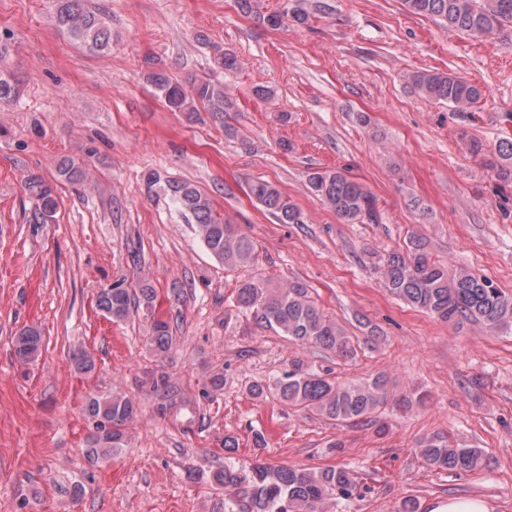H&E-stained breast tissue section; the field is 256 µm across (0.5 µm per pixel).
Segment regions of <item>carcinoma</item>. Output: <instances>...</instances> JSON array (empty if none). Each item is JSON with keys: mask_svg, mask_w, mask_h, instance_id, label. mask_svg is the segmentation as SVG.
<instances>
[{"mask_svg": "<svg viewBox=\"0 0 512 512\" xmlns=\"http://www.w3.org/2000/svg\"><path fill=\"white\" fill-rule=\"evenodd\" d=\"M57 2L55 22L59 29L92 53H104L112 48V31L87 5V0ZM404 2L414 14L440 19L450 32L485 34L495 28L512 27V0ZM289 18L302 24L307 14L301 9L290 11L285 7L256 16L260 23L273 28L282 26ZM146 80L172 112L193 113L202 109L222 123L224 113L234 108L233 99L224 87L208 80L195 79L186 87L161 69L148 72ZM411 80L424 96L456 106L475 104L483 95L480 86L452 73L422 70L415 72ZM17 94L14 79L0 70V105L11 103ZM487 166L497 177L511 179L512 143L499 144L493 157L487 159ZM58 174L73 181L83 176L84 169L67 159L59 166ZM308 183L311 191L345 222L364 217L377 221L373 196L346 176L315 171L309 174ZM169 188L181 210L195 224L200 241L225 267L250 266L257 261L252 240L215 216L210 201L194 186L181 182ZM26 189L37 201L33 222H51L57 208L51 187L39 178H31ZM249 189L280 223H304L301 211L275 185L255 180ZM380 274L382 284L394 296L439 321L465 320L492 331L512 329V294L504 293L492 282L464 268L448 275V267L432 259L420 237L409 238L405 248L382 257ZM154 301V290L147 286L130 290L115 285L98 294L97 307L108 318L123 321L140 306L153 312ZM236 303L249 312L257 326L288 338L293 345L321 347L344 360L357 355L358 343L315 304L306 286L300 283L273 288L252 279L244 280L237 286ZM170 340L169 323L153 317L150 344L154 351L160 355L166 353ZM42 341L37 329L25 328L14 338V352L20 360L32 361L38 357ZM247 392L255 399L270 394L285 406L313 410L339 424L365 422L391 400L388 381L383 375L335 381L297 357L288 359L287 367L273 381L253 383ZM84 411L91 427L90 454L107 457L126 447L125 426L135 414L129 398L119 393L106 397L91 395ZM416 453L431 468L448 473L478 471L485 463L481 449L454 447L437 435L419 439ZM213 478L224 488V512H327L333 501H348L369 490L348 466L314 470L257 462L245 469L228 460Z\"/></svg>", "mask_w": 512, "mask_h": 512, "instance_id": "obj_1", "label": "carcinoma"}]
</instances>
